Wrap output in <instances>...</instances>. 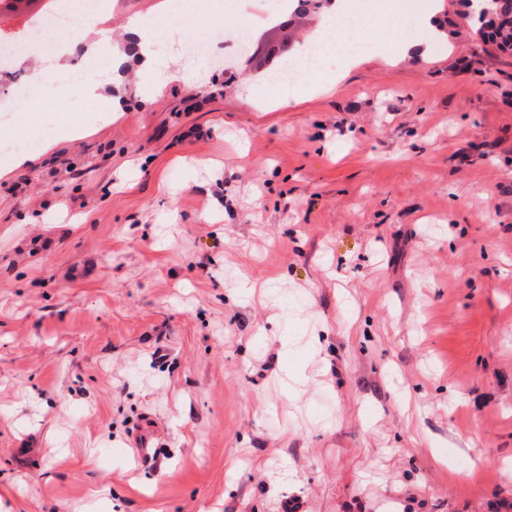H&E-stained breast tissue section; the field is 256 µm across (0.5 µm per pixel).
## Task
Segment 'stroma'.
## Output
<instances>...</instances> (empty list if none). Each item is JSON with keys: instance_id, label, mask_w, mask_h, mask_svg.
<instances>
[{"instance_id": "35a3bbf8", "label": "stroma", "mask_w": 512, "mask_h": 512, "mask_svg": "<svg viewBox=\"0 0 512 512\" xmlns=\"http://www.w3.org/2000/svg\"><path fill=\"white\" fill-rule=\"evenodd\" d=\"M177 42L180 0H111ZM248 53L145 90L128 61L0 128V512H499L512 503V53L466 0H368L366 60L268 90ZM413 15L399 28V13ZM428 61L390 63L387 32ZM266 104L247 111L246 55ZM287 97L288 108L271 107ZM81 128L66 137L71 117ZM155 433L138 455L144 420Z\"/></svg>"}]
</instances>
